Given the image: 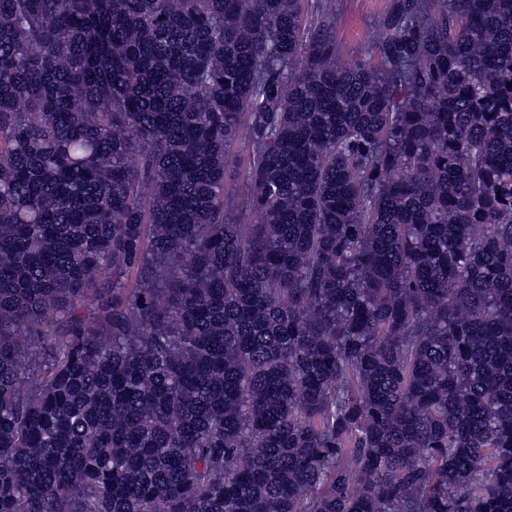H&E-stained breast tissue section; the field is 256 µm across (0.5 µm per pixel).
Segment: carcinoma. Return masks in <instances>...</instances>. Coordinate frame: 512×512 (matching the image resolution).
<instances>
[{"label": "carcinoma", "instance_id": "obj_1", "mask_svg": "<svg viewBox=\"0 0 512 512\" xmlns=\"http://www.w3.org/2000/svg\"><path fill=\"white\" fill-rule=\"evenodd\" d=\"M337 24L0 0V512H512V0ZM342 17L336 41L345 61L378 64L374 42L376 24L388 0H335Z\"/></svg>", "mask_w": 512, "mask_h": 512}]
</instances>
